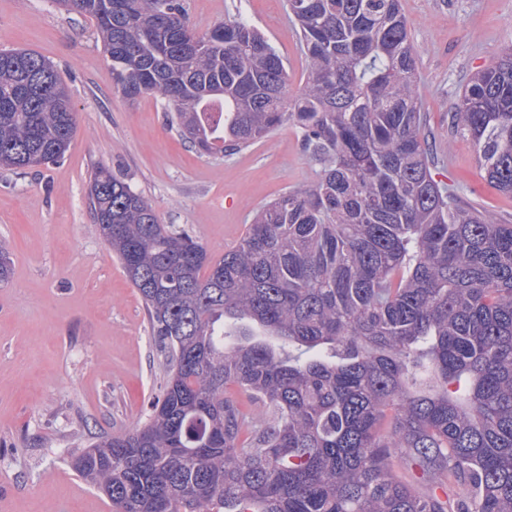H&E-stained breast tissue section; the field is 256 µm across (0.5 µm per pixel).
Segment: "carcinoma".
<instances>
[{
  "mask_svg": "<svg viewBox=\"0 0 512 512\" xmlns=\"http://www.w3.org/2000/svg\"><path fill=\"white\" fill-rule=\"evenodd\" d=\"M61 6L95 22L125 75L116 91L172 105L169 126L199 152L229 156L288 123L318 166L217 261L92 171L97 231L164 376L147 422L72 468L113 512H512V224L435 180L400 0H288L308 61L293 96L240 15L194 49L186 0ZM448 126L511 197L512 47L469 79ZM75 128L54 66L1 49L0 167L62 159Z\"/></svg>",
  "mask_w": 512,
  "mask_h": 512,
  "instance_id": "cac0c4a2",
  "label": "carcinoma"
}]
</instances>
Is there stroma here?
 <instances>
[{
  "instance_id": "obj_1",
  "label": "stroma",
  "mask_w": 512,
  "mask_h": 512,
  "mask_svg": "<svg viewBox=\"0 0 512 512\" xmlns=\"http://www.w3.org/2000/svg\"><path fill=\"white\" fill-rule=\"evenodd\" d=\"M187 3L201 33L246 18L285 60L291 91L304 85L307 62L286 0ZM401 4L436 180L512 222V197L487 183L472 142L448 130L464 85L512 44V0ZM0 48L49 59L76 114L61 160L21 173L0 168V244L12 260L0 282V512H112L70 455L90 438L144 424L163 373L143 302L96 230L93 168L124 178L160 223L188 229L217 260L262 207L310 187L316 167L287 124L236 154H199L168 128L165 101L130 102L113 89L94 22L54 0H0Z\"/></svg>"
}]
</instances>
